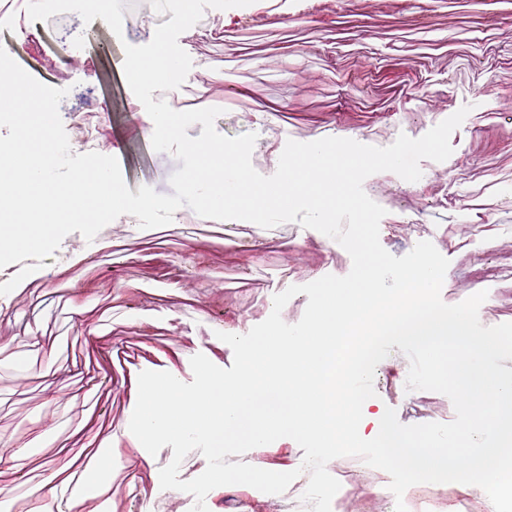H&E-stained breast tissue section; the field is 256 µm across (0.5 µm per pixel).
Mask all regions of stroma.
<instances>
[{
  "mask_svg": "<svg viewBox=\"0 0 512 512\" xmlns=\"http://www.w3.org/2000/svg\"><path fill=\"white\" fill-rule=\"evenodd\" d=\"M122 36L102 19L73 12L48 21L9 18L0 35L27 43L17 63L43 84L67 89L59 111L73 152L86 131L114 141L130 191L172 194L182 164L151 147L148 114L128 87L124 44L148 43L169 17L150 0H124ZM193 67L178 90L186 109L219 107L221 134L257 136L252 160L269 176L277 153L265 150L272 129L282 140L393 141L415 136L438 113L471 111L452 134L447 166L420 163L408 182L395 173L380 186L386 214L382 246L394 256L431 241L450 261L441 297L456 304L487 291L482 325L512 322V6L504 0H255L252 14L206 9L178 39ZM293 243L272 231L240 232L242 250L214 227L141 230L108 224L93 242L68 234V271L59 256L10 264L11 288L0 307V456L13 460L0 487L18 500L39 499L45 512H132L134 499L159 512H181L173 491L155 480L172 447L143 457L129 431L137 378L145 370L193 380L190 359L204 354L228 368L224 330L247 333L264 321L273 297L322 276L347 275L348 252L322 233L293 225ZM399 348L377 368L382 407L400 422L448 423V397L405 388ZM118 446V464L98 500H84L74 467L95 449Z\"/></svg>",
  "mask_w": 512,
  "mask_h": 512,
  "instance_id": "35a3bbf8",
  "label": "stroma"
}]
</instances>
